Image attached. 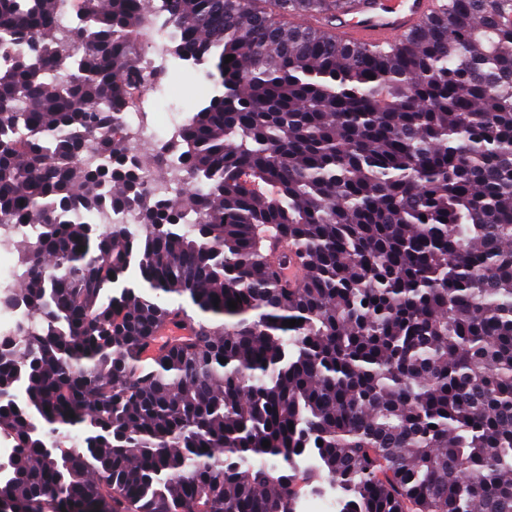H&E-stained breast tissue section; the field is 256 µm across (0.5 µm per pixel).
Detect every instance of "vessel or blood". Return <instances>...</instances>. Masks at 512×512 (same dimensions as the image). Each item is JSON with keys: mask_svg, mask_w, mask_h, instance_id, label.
I'll return each instance as SVG.
<instances>
[{"mask_svg": "<svg viewBox=\"0 0 512 512\" xmlns=\"http://www.w3.org/2000/svg\"><path fill=\"white\" fill-rule=\"evenodd\" d=\"M436 6L437 0H356L329 29L339 40L382 47L404 38Z\"/></svg>", "mask_w": 512, "mask_h": 512, "instance_id": "b4317fda", "label": "vessel or blood"}]
</instances>
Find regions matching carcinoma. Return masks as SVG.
Returning <instances> with one entry per match:
<instances>
[{
  "mask_svg": "<svg viewBox=\"0 0 512 512\" xmlns=\"http://www.w3.org/2000/svg\"><path fill=\"white\" fill-rule=\"evenodd\" d=\"M71 2L0 0V225H36L0 512H296L310 457L340 512H512V0L386 47L336 39L344 0ZM160 18L231 92L174 201L122 134Z\"/></svg>",
  "mask_w": 512,
  "mask_h": 512,
  "instance_id": "carcinoma-1",
  "label": "carcinoma"
}]
</instances>
